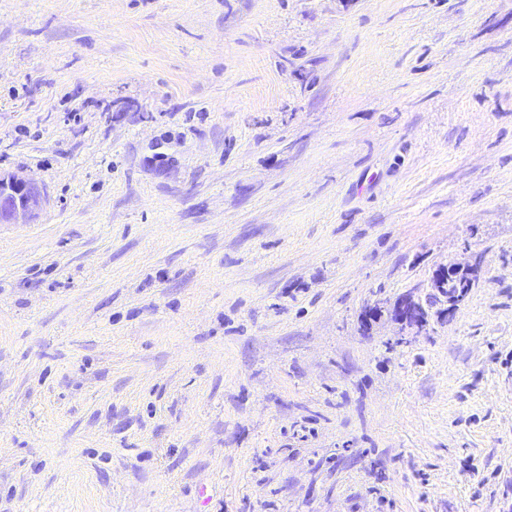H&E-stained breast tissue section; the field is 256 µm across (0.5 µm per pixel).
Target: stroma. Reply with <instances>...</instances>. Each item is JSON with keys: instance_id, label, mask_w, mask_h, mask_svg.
<instances>
[{"instance_id": "obj_1", "label": "stroma", "mask_w": 512, "mask_h": 512, "mask_svg": "<svg viewBox=\"0 0 512 512\" xmlns=\"http://www.w3.org/2000/svg\"><path fill=\"white\" fill-rule=\"evenodd\" d=\"M0 174V512H512V0H0ZM42 203V194L34 184L15 176H0L1 224H15L20 215H34ZM481 269L477 264L460 265L448 264L447 268L440 270L434 279L435 288L448 295V309H457L463 298L459 297L458 288L456 285L460 283L473 284L480 279Z\"/></svg>"}]
</instances>
